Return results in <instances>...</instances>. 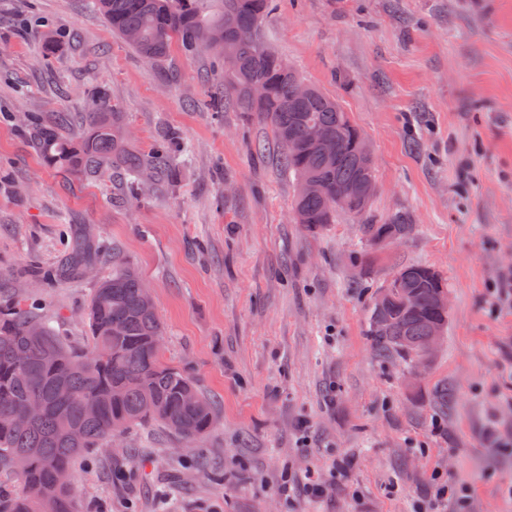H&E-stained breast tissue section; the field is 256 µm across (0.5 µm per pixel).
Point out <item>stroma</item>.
<instances>
[{
    "instance_id": "35a3bbf8",
    "label": "stroma",
    "mask_w": 512,
    "mask_h": 512,
    "mask_svg": "<svg viewBox=\"0 0 512 512\" xmlns=\"http://www.w3.org/2000/svg\"><path fill=\"white\" fill-rule=\"evenodd\" d=\"M262 32L367 137L368 219L407 217L410 235L375 245L344 213L316 235L295 224L270 127L207 105L224 89L213 52L155 65L90 0H0V302L31 297L86 352L87 303L113 261L130 264L164 361L216 405L197 455L149 423L79 457L78 512H432L450 480L468 488L465 512H512V307L487 301L512 269V0H274ZM47 33L63 42L49 61ZM98 85L133 152L179 132L175 183L128 203L111 177L42 165L24 117L80 118ZM84 225L106 250L95 276L43 287L38 269L63 264ZM408 264L449 295L418 373L367 334L376 293Z\"/></svg>"
}]
</instances>
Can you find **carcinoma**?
<instances>
[{"label": "carcinoma", "mask_w": 512, "mask_h": 512, "mask_svg": "<svg viewBox=\"0 0 512 512\" xmlns=\"http://www.w3.org/2000/svg\"><path fill=\"white\" fill-rule=\"evenodd\" d=\"M219 2L214 13L203 10V0H92V6L151 63L164 62L174 46L188 52L208 48L223 58L225 80L238 109L254 112L269 124L295 184L305 178L322 184V194L298 193L294 201L295 223L316 234L335 222L336 192L375 175L355 147L361 130L337 99L315 86L296 93L303 78L260 35L270 0ZM249 29L254 30L252 40L236 38L235 32ZM256 84L265 87L261 99L252 95ZM91 102L93 109L85 113L77 135L69 132L67 112L56 113L46 123L34 116L28 119L33 147L45 166L82 178L119 172L127 179L130 200L147 183L176 176L175 134L163 136L149 154L134 157L126 150L127 134L106 89L93 88ZM314 127L331 135L329 147L308 145ZM411 230L400 216L386 224L362 225L363 235L374 243L400 239ZM92 247V234L82 232L72 256L44 279L83 276L96 263ZM397 277L402 285L418 290L414 309L395 299L387 311V328L377 331L371 319L368 336L377 353L410 363L429 323L448 326V314L439 312L433 299L437 287L446 283L423 265L402 266ZM142 288L134 269L113 267L112 278L100 283L88 305V353L72 348L25 303L0 308V474L15 473L14 458H26L21 472L24 491L0 489V512H76L69 494L74 460L91 448H104L113 436L136 425L158 423L189 448L209 433L213 402L183 369L163 362L164 327L156 310L141 305ZM187 392L197 405L184 404ZM36 401L41 413L24 427L14 426ZM87 405L94 413L85 411Z\"/></svg>", "instance_id": "carcinoma-1"}]
</instances>
